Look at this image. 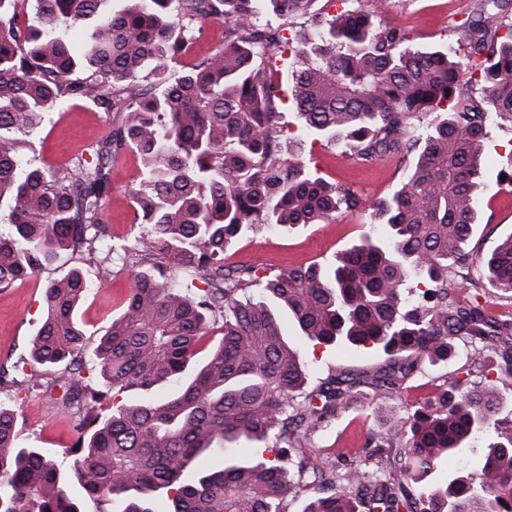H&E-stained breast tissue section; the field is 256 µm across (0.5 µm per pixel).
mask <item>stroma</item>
Wrapping results in <instances>:
<instances>
[{
	"label": "stroma",
	"mask_w": 512,
	"mask_h": 512,
	"mask_svg": "<svg viewBox=\"0 0 512 512\" xmlns=\"http://www.w3.org/2000/svg\"><path fill=\"white\" fill-rule=\"evenodd\" d=\"M481 0H348V9L370 12L380 26L397 27L410 33L415 48L428 51L448 48L457 54L468 52L457 27L468 16L476 14ZM112 123L110 113L92 105L70 101L56 107L46 126L33 134L31 145L23 149L24 157L38 155L49 166L66 165L89 157L92 144L105 135ZM304 160L312 170L328 181L348 184L358 190L364 203H372L389 195L404 177L398 159L383 158L360 165L342 153L333 142L320 141L304 148ZM484 166L488 189L481 205L478 222L469 241L473 255L490 254L500 241L512 235V126L493 129L486 143ZM141 178L136 153L122 154L112 168V194L104 210V223L116 244H132L143 230L135 220L131 193ZM369 229L365 212L344 213L323 224L297 226L288 230L265 226L251 230L232 244L225 253L230 266H250L260 272H276L291 265L324 262L356 242ZM81 268L95 277L96 265L87 253L66 255L43 268L28 285H15L0 291V364H11L26 355L43 314V287L47 281ZM132 286L131 273L121 262H113L112 273L101 282L78 308L76 318L87 330L88 347H95L100 335L117 317ZM291 341L301 350L308 363V387L317 386L331 371L349 369L356 372L373 370L381 358L373 350L351 348L343 353L313 347L294 327L284 321ZM454 355L437 364L422 363L418 372L408 378L401 392L385 398L363 388L353 408L339 416L333 426L314 438L311 456L329 454L337 448H364L370 432L376 430L375 414L393 411L403 414L406 408L429 397L447 377L456 375L469 386L480 387L496 381L502 405L496 425L486 429L470 448L445 459L435 474L444 480L463 467L481 464L490 444L500 441L502 434L512 431V376L497 375L476 364V356L490 358V350L476 352L466 336L453 340ZM59 371L42 369V387L30 392H16L0 386V401L12 402L18 414V429L23 442L44 449L59 461H69L73 443L64 406L57 404L52 389Z\"/></svg>",
	"instance_id": "stroma-1"
}]
</instances>
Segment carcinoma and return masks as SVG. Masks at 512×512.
I'll return each mask as SVG.
<instances>
[{
	"label": "carcinoma",
	"instance_id": "1",
	"mask_svg": "<svg viewBox=\"0 0 512 512\" xmlns=\"http://www.w3.org/2000/svg\"><path fill=\"white\" fill-rule=\"evenodd\" d=\"M108 2L34 0L23 27L25 0H0V289L64 251L101 254L107 275L117 255L133 273L95 349L97 370L77 359L86 330L74 317L94 284L74 269L46 285L30 359L12 368H60L72 462L24 446L16 414L0 404V512H80L75 484L98 512H156L164 496L167 512H283L306 483L319 494L303 512H512L511 433L477 470L432 482L494 420V383L470 390L454 376L407 416L379 415L380 431L340 470L306 456L362 385L395 395L421 360L447 361L462 332L482 349L493 341L490 368L512 375V321H491L480 301L488 287L512 290V236L479 259L478 278L459 274L473 264L485 140L512 124L504 0H483L460 25L462 57L416 49L408 32L356 10L314 14L311 33L293 39L263 19L269 4L290 18L314 0ZM208 19L224 24V46L166 78ZM277 63L306 132L344 142L358 163L398 156L406 170L370 205L383 235L362 236L328 263L263 275L225 265L224 249L258 224H320L362 206L284 138ZM65 101L113 113L92 161L23 160L26 137ZM127 150L140 158L133 201L144 231L116 247L102 213L112 161ZM188 273L204 287H183ZM412 278L425 288L407 287ZM282 309L314 345L379 349L385 364L364 379L335 371L305 391L308 364ZM123 394L135 401L114 403ZM243 441L272 443L275 459L242 455ZM208 455L222 466L199 470Z\"/></svg>",
	"mask_w": 512,
	"mask_h": 512
}]
</instances>
